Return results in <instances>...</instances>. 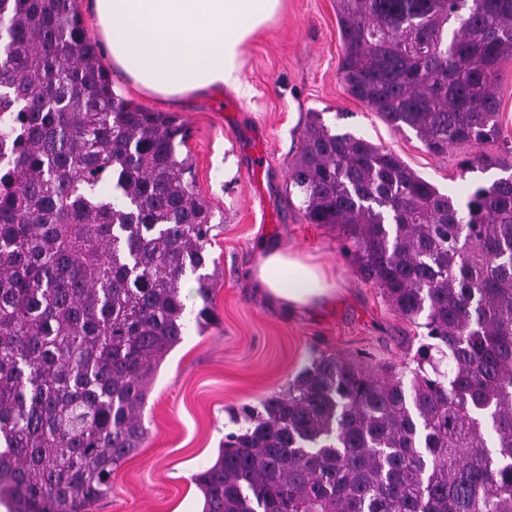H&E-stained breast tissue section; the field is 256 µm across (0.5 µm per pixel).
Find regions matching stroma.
Listing matches in <instances>:
<instances>
[{
	"mask_svg": "<svg viewBox=\"0 0 512 512\" xmlns=\"http://www.w3.org/2000/svg\"><path fill=\"white\" fill-rule=\"evenodd\" d=\"M342 55L336 0H282L276 20L246 47L242 77L250 96L228 90L223 100L203 97L173 109L112 73L117 94L155 112L173 111L190 132L197 190L214 214L208 259L220 275L214 295L220 322L203 333L188 326L161 364L143 414L147 438L114 469L112 490L94 512H201L203 497L191 475L214 464L243 408L283 388L311 357L410 360V339L423 329L359 277L339 229L308 223L289 191L288 167L306 115L321 113L333 132L392 150L460 202L500 171L460 173L463 146L437 157L414 132L391 128L347 93ZM231 157L236 166L228 171ZM262 242L323 265L337 287L334 302L291 315L266 301L250 281Z\"/></svg>",
	"mask_w": 512,
	"mask_h": 512,
	"instance_id": "1",
	"label": "stroma"
}]
</instances>
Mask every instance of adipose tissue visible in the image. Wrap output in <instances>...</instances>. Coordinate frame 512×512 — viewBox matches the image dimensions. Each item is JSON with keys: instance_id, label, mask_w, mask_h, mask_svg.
<instances>
[{"instance_id": "adipose-tissue-1", "label": "adipose tissue", "mask_w": 512, "mask_h": 512, "mask_svg": "<svg viewBox=\"0 0 512 512\" xmlns=\"http://www.w3.org/2000/svg\"><path fill=\"white\" fill-rule=\"evenodd\" d=\"M280 7L281 0H89L105 56L136 86L175 106L227 89L247 94L245 48ZM252 282L291 312L336 294L322 266L278 246L256 252Z\"/></svg>"}]
</instances>
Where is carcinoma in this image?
<instances>
[{
  "label": "carcinoma",
  "instance_id": "carcinoma-1",
  "mask_svg": "<svg viewBox=\"0 0 512 512\" xmlns=\"http://www.w3.org/2000/svg\"><path fill=\"white\" fill-rule=\"evenodd\" d=\"M336 13L352 97L433 155L468 146L463 173L512 169L496 95L512 0H336ZM186 141L184 123L113 90L77 0H0L10 512H92L146 439L143 410L187 314L201 333L218 324L213 213ZM288 183L306 220L338 228L360 277L428 341L413 368L311 357L191 476L202 512H512V174L462 206L310 112Z\"/></svg>",
  "mask_w": 512,
  "mask_h": 512
}]
</instances>
